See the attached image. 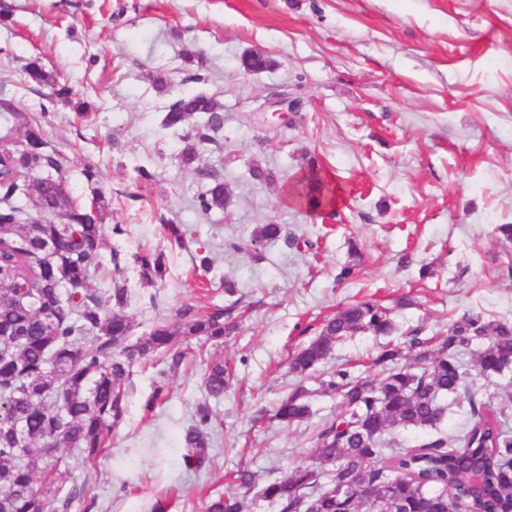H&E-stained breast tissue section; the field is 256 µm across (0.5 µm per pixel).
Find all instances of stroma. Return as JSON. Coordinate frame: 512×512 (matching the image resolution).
Returning <instances> with one entry per match:
<instances>
[{
	"label": "stroma",
	"mask_w": 512,
	"mask_h": 512,
	"mask_svg": "<svg viewBox=\"0 0 512 512\" xmlns=\"http://www.w3.org/2000/svg\"><path fill=\"white\" fill-rule=\"evenodd\" d=\"M256 49L271 69L242 68ZM189 52L201 63L187 62ZM34 58L69 83L82 112L63 103L42 112L51 89L28 82ZM283 90L300 102L287 125L264 110ZM199 92L224 116L200 165L231 194L206 214L193 199L207 181L180 165L182 133L163 125L175 99ZM1 102L40 121L84 200L93 192L83 162L99 161L103 224L126 229L106 243L123 258L134 336L187 304L235 307L223 344L194 342L174 371L158 358L133 367L124 420L96 460L63 477L64 487H88L73 512H150L159 499L169 512H205L212 496L235 490L239 469L261 485L314 464L336 396L316 393L309 419L293 426L272 411L299 381L295 352L350 303L382 304L399 331L427 336L466 313L512 321V241L497 231L512 223V0H0ZM311 157L346 191L316 214L287 198ZM255 167L270 180L253 179ZM271 221L296 244H266L258 261L228 249ZM171 223L187 229V248L165 238ZM145 250L167 268L151 285L133 262ZM202 254L209 270L196 266ZM353 258L354 278L338 280ZM228 279L236 297L224 293ZM386 342L355 334L319 370L345 363L372 374ZM215 359L233 370L219 400L202 384ZM162 371L166 398L148 405ZM203 401L212 464L194 473L181 438Z\"/></svg>",
	"instance_id": "stroma-1"
}]
</instances>
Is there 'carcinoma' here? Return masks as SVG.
I'll return each instance as SVG.
<instances>
[{"label":"carcinoma","instance_id":"obj_1","mask_svg":"<svg viewBox=\"0 0 512 512\" xmlns=\"http://www.w3.org/2000/svg\"><path fill=\"white\" fill-rule=\"evenodd\" d=\"M242 64L253 72L274 65L251 52ZM26 73L36 84L55 80L33 60ZM215 99L204 93L182 96L168 109L163 125L190 127L179 151L181 165L210 181L195 207L207 214L230 202L224 178L195 166L199 150L217 142L223 127ZM198 113L207 122L190 126ZM22 119L21 137L13 129L0 134V512H67L87 493L73 485L61 493L59 478L68 473L71 455L85 461L104 449L112 428L127 413L125 383L131 369L164 351L176 369L184 359L180 345L205 338L219 342L235 327L234 307L208 310L186 305L174 320L156 321L147 336L131 340L124 313L127 288L112 281L107 295L91 287L104 266V228L98 189L84 204L61 175L62 156L50 146L41 125ZM342 189L315 160L308 159L289 200L308 210L333 207ZM42 215L34 223L19 199ZM288 237L284 224L258 225L244 239L229 243L235 252L259 258L267 242ZM141 279H163L161 254L135 256ZM392 313L360 301L326 320L318 334L294 356L291 369L307 375L331 357L336 346L359 332L389 336ZM474 367L493 377L512 371V324L465 315L448 334L424 338L412 330L404 341L412 363L400 364L401 350L387 345L375 359L372 379L344 365L319 381V390L340 400V413L315 434L320 467H297L270 479L258 496L277 512H512V419L491 401L471 395L461 356L474 344ZM229 373L224 363L207 367L209 397L224 396ZM311 391L302 384L288 393L275 416L292 425L310 414ZM468 404L471 420L448 446L440 434L417 448L396 441L401 430H434L448 413L445 399ZM212 416L197 406L183 433L182 460L189 469L209 468ZM245 496L227 492L212 498L206 512H246Z\"/></svg>","mask_w":512,"mask_h":512}]
</instances>
